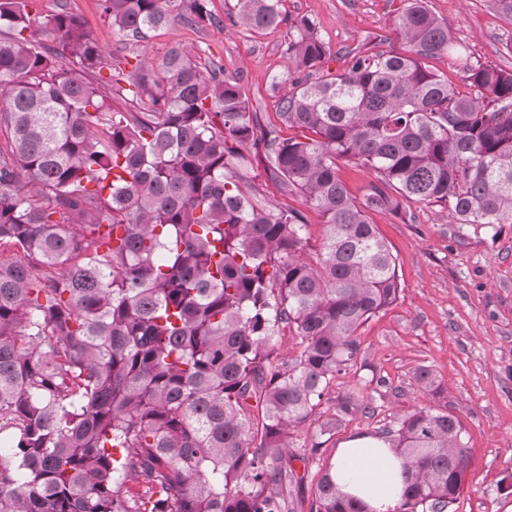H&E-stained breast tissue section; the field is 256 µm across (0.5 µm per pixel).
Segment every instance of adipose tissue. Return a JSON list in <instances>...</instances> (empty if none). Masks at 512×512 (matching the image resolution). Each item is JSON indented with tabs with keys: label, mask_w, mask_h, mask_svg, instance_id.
Returning a JSON list of instances; mask_svg holds the SVG:
<instances>
[{
	"label": "adipose tissue",
	"mask_w": 512,
	"mask_h": 512,
	"mask_svg": "<svg viewBox=\"0 0 512 512\" xmlns=\"http://www.w3.org/2000/svg\"><path fill=\"white\" fill-rule=\"evenodd\" d=\"M332 474L341 492L361 499L370 512H390L404 489L400 460L388 443L368 435L338 448Z\"/></svg>",
	"instance_id": "ef3b65f1"
}]
</instances>
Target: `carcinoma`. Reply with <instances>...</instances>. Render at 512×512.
I'll return each mask as SVG.
<instances>
[{"label": "carcinoma", "mask_w": 512, "mask_h": 512, "mask_svg": "<svg viewBox=\"0 0 512 512\" xmlns=\"http://www.w3.org/2000/svg\"><path fill=\"white\" fill-rule=\"evenodd\" d=\"M174 2L101 9L139 42ZM184 2L186 22H212L209 0ZM32 9L0 0V512H297L322 442L297 453L293 435L370 409L331 385L371 369L359 329L400 296L372 214L439 203L456 224H512V70L478 61L469 93L448 85L428 60L459 45L426 0L396 18L408 54L373 45L336 72L340 52L284 0H235L231 25L287 27L284 138L219 60L132 65L73 15ZM104 69L134 111L107 105L89 78ZM343 160L375 175L360 198ZM259 163L321 215L317 260L303 213L261 197ZM415 381L436 389L426 366ZM381 435L404 468L389 512H457L458 418L416 407ZM318 474L309 512H369Z\"/></svg>", "instance_id": "obj_1"}]
</instances>
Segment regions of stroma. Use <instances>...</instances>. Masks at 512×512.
<instances>
[{
	"mask_svg": "<svg viewBox=\"0 0 512 512\" xmlns=\"http://www.w3.org/2000/svg\"><path fill=\"white\" fill-rule=\"evenodd\" d=\"M466 45L471 60L512 69V22L489 0H427ZM404 0H286L288 14L318 26L333 49L352 50L377 41L384 51L407 46L395 27ZM233 0H210L213 23L196 27L175 19L132 43L106 22L101 0H35L46 16L66 10L84 24L89 38L115 58L148 56L161 64L174 49L192 50L198 62L221 60L225 78L238 81L265 122L277 123L271 86L288 74L285 28L257 33L228 24ZM266 201L303 211L309 246L316 258L322 219L300 197L284 196L261 181ZM406 218L377 213L373 221L398 258L401 293L397 302L360 329L369 369L338 378L332 392L359 389L373 413L344 421L322 448L330 461L346 440L380 431L408 409L427 405L457 417L469 448L467 485L458 512H512V224L489 228L455 224L446 209L410 203ZM434 370L439 387L418 388L417 367Z\"/></svg>",
	"mask_w": 512,
	"mask_h": 512,
	"instance_id": "obj_1",
	"label": "stroma"
}]
</instances>
